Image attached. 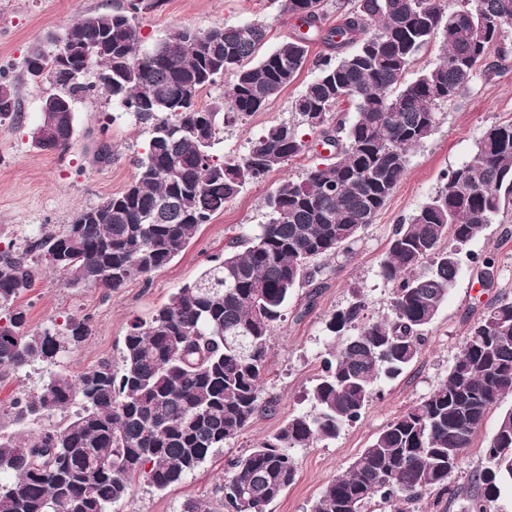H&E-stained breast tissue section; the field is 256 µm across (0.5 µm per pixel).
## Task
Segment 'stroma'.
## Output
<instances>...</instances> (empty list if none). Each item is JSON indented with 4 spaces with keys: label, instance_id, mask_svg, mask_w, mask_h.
<instances>
[{
    "label": "stroma",
    "instance_id": "stroma-1",
    "mask_svg": "<svg viewBox=\"0 0 512 512\" xmlns=\"http://www.w3.org/2000/svg\"><path fill=\"white\" fill-rule=\"evenodd\" d=\"M119 0H0V65L8 67L19 83V124L0 129V242L21 243L41 225L61 227L71 223L82 209L119 193L134 179L136 161L150 139L148 127L136 124L124 109L98 90L74 102L75 135L63 153L36 148L29 137L40 118L43 100L56 93L52 82L27 80L25 60L32 47L48 45L75 18L109 12ZM266 20L271 29L267 48H274L292 21L282 12V0H166L162 8L139 14L143 49H151L174 28L190 26L207 30L224 25ZM314 76L305 67L266 111L245 122L225 126L214 147L217 157L240 156L271 123L297 122L291 104ZM512 119V64L505 70L480 76L472 90L438 116V123L424 143L409 153L405 176L373 224L368 225L348 255L332 259L315 300L306 289H296L277 326L262 384V398L272 400V410L254 416L245 432L226 444L197 471L176 486L163 490L142 482L110 512H182L186 500H213L224 480L227 457L246 453L263 438L275 433L289 419L314 413L307 393L321 372V360L329 339L325 323L355 297L366 302L370 317L390 312L393 288L380 274L391 236L401 220L409 218L443 181L444 171L468 161L483 129ZM105 131L112 144V162L104 166L94 159L96 131ZM316 160L308 153L287 168L272 172L266 181L247 188L225 204L222 213L203 225L182 255L152 274L150 281L134 280L118 292L96 288H68L51 270H42L23 303L28 308L30 329L49 324L65 314L93 318L92 336L67 353L63 365L77 373L107 357L119 361L124 338L133 319L148 318L178 288L195 280L210 256L223 253L231 240L258 232L267 223L264 196L283 177L301 176ZM494 253L498 279L494 287L481 288L470 258ZM461 273L448 299L426 332V342L415 365L395 380H379L378 399L360 421L336 439L309 448L293 449L297 477L269 512H311L326 485L346 472L363 448L397 415L426 396L448 375L470 325L498 296L512 297V214L501 215L459 255Z\"/></svg>",
    "mask_w": 512,
    "mask_h": 512
}]
</instances>
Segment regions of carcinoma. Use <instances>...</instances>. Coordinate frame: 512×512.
Masks as SVG:
<instances>
[{
    "instance_id": "carcinoma-1",
    "label": "carcinoma",
    "mask_w": 512,
    "mask_h": 512,
    "mask_svg": "<svg viewBox=\"0 0 512 512\" xmlns=\"http://www.w3.org/2000/svg\"><path fill=\"white\" fill-rule=\"evenodd\" d=\"M164 0H126L64 26L58 57L38 45L25 64L30 80L64 89L46 98L30 132L41 150L64 151L75 130L63 108L93 86L151 130L145 156L126 189L80 211L58 230L40 227L22 246L0 249V378L36 362L50 369L34 392L12 400L16 425L76 408L70 420L37 434L0 426V512H109L133 487L181 483L216 448L238 438L268 411L262 382L271 339L295 288L309 303L325 261L350 252L403 179L408 152L434 131L440 109L464 98L476 79L512 58V0H346L329 21L324 0H284L296 17L263 56V20L208 30L178 27L140 50L139 14ZM323 46L315 76L292 102L299 121L274 122L246 154L218 160L213 142L224 125L264 111ZM439 44L437 62L411 82L408 70ZM230 75L223 104L198 106L199 94ZM355 118L346 119L347 108ZM16 82L0 70V127L19 117ZM314 140H306V135ZM333 148L301 178L280 180L264 199L259 234L232 241L192 283L146 319L130 324L116 366L101 358L80 373L61 368L65 353L93 331L89 315H70L31 330L18 299L41 264L69 288L112 293L149 280L179 256L198 229L313 142ZM445 183L389 242L381 276L394 285L391 313L365 315L357 297L326 322L332 337L312 389L317 412L290 419L249 452L228 460L215 504L189 500L183 512H267L295 481L290 448L333 440L360 421L378 397L376 381L396 378L418 358L425 331L459 277L462 247L492 220L512 213V121L487 126L472 158L447 171ZM492 288L491 253L471 257ZM431 266L426 276L415 270ZM512 395V300L501 296L468 329L448 377L399 414L349 470L322 491L312 512H493L499 485L512 482V408L499 414L483 449L485 466L465 485L451 480L489 413Z\"/></svg>"
}]
</instances>
